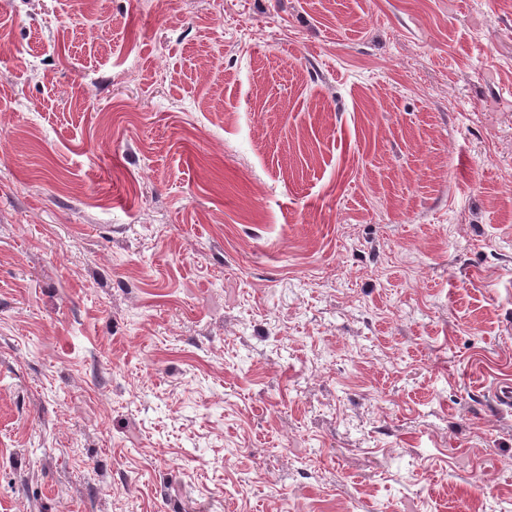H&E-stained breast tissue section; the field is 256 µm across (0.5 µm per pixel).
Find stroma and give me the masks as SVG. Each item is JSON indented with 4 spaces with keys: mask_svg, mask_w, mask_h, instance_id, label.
<instances>
[{
    "mask_svg": "<svg viewBox=\"0 0 512 512\" xmlns=\"http://www.w3.org/2000/svg\"><path fill=\"white\" fill-rule=\"evenodd\" d=\"M0 21V512H512V0Z\"/></svg>",
    "mask_w": 512,
    "mask_h": 512,
    "instance_id": "stroma-1",
    "label": "stroma"
}]
</instances>
